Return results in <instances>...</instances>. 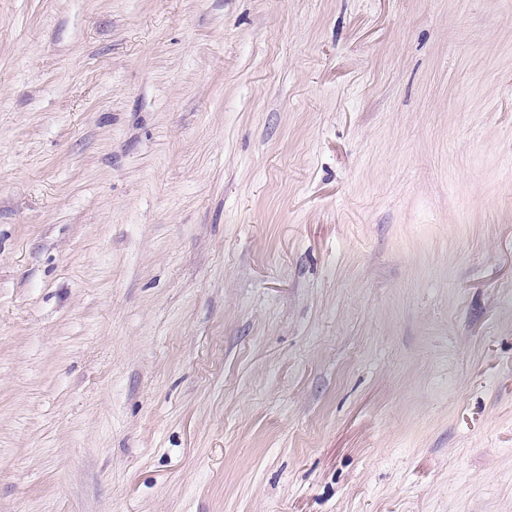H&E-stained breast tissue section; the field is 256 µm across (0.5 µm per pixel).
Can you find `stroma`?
<instances>
[{
  "label": "stroma",
  "instance_id": "stroma-1",
  "mask_svg": "<svg viewBox=\"0 0 512 512\" xmlns=\"http://www.w3.org/2000/svg\"><path fill=\"white\" fill-rule=\"evenodd\" d=\"M0 512H512V0H0Z\"/></svg>",
  "mask_w": 512,
  "mask_h": 512
}]
</instances>
